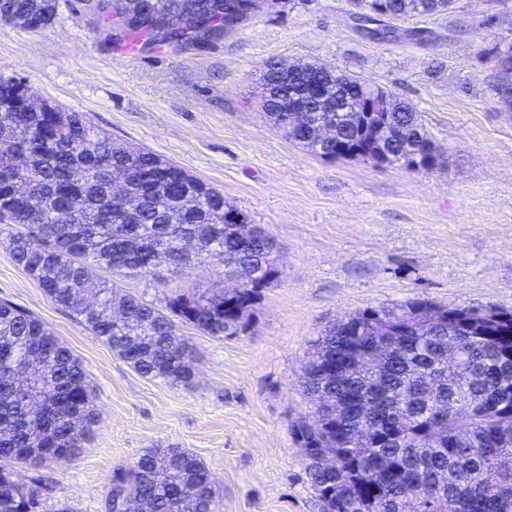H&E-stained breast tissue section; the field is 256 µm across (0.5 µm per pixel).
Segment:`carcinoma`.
I'll return each mask as SVG.
<instances>
[{
	"label": "carcinoma",
	"instance_id": "1",
	"mask_svg": "<svg viewBox=\"0 0 512 512\" xmlns=\"http://www.w3.org/2000/svg\"><path fill=\"white\" fill-rule=\"evenodd\" d=\"M124 36L176 46L204 44L224 34L227 0H154L156 11L138 14L134 0H88ZM60 0H0V19L31 15L46 28ZM313 66L284 70L270 62L261 75L268 121L315 156L323 152L316 129L326 113L309 92ZM338 96L336 139L347 149L368 147L389 165L414 150L443 161L416 113L401 100L390 112H351L361 83L342 74L322 76ZM27 92L0 78V213L14 261L62 308L146 378L193 381L192 349L182 323L212 337L247 330L261 291L278 279L275 241L265 231L241 243L228 230L235 212L224 194L159 155L112 139L79 112H6ZM310 111L293 127L282 123L293 97ZM84 177L74 179L76 168ZM148 173L154 182L129 181L128 208L112 197V182ZM194 239L196 251L182 252ZM224 257V273L241 278L224 290L168 297L165 307L128 293L119 276L175 268L208 256ZM95 294L93 306L80 303ZM432 303L415 301L367 308L325 330L304 366L311 419L294 422L292 435L309 460L307 470L322 512H437V497L454 512H512V310L477 314L493 335L457 336L436 321ZM388 343L378 367L358 364L356 351ZM458 362L443 366L448 350ZM41 358L26 375L29 354ZM97 417L81 364L38 317L0 300V462L47 466L81 452ZM442 437L428 443L427 432ZM334 458L335 471L315 457ZM49 487L39 478L24 486L0 466V512H37ZM221 512L209 470L182 448H155L112 478L108 512Z\"/></svg>",
	"mask_w": 512,
	"mask_h": 512
}]
</instances>
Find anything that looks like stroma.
<instances>
[{"label": "stroma", "instance_id": "stroma-1", "mask_svg": "<svg viewBox=\"0 0 512 512\" xmlns=\"http://www.w3.org/2000/svg\"><path fill=\"white\" fill-rule=\"evenodd\" d=\"M352 11L349 0H281L214 42L158 49L113 40L86 0H63L42 30L0 23L1 78L222 191L280 255L279 278L246 332L217 339L181 325L195 370L183 386L141 376L48 297L0 237V300L53 330L99 412L77 458L14 466L20 483H49L43 512H108L113 476L153 448L195 454L223 512H322L291 428L312 411L302 367L324 330L416 300L512 310V112L496 94L492 59L512 31V0H454L449 13L396 21L428 30L422 43L366 39ZM270 60L321 65L392 93L444 164L422 173L311 155L259 108ZM223 284L218 256L122 281L159 306Z\"/></svg>", "mask_w": 512, "mask_h": 512}]
</instances>
